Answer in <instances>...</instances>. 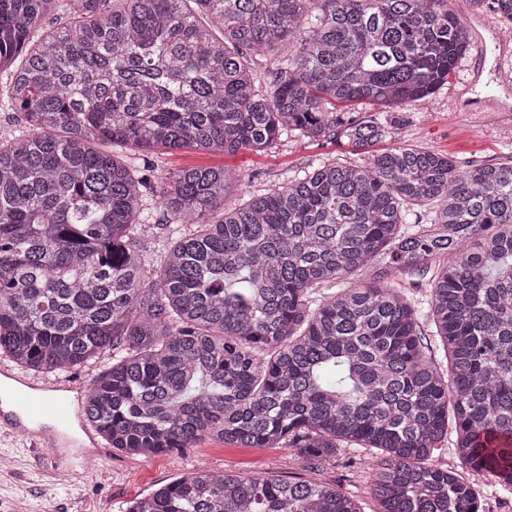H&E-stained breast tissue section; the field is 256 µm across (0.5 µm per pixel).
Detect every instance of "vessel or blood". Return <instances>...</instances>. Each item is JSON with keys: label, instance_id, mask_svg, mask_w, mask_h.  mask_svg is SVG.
Instances as JSON below:
<instances>
[{"label": "vessel or blood", "instance_id": "obj_1", "mask_svg": "<svg viewBox=\"0 0 512 512\" xmlns=\"http://www.w3.org/2000/svg\"><path fill=\"white\" fill-rule=\"evenodd\" d=\"M487 25L476 23L472 26L473 47L477 57H485L488 48H495L500 55L512 53V43L498 40L488 43ZM483 67H476L471 80L459 93L461 108L466 112H503L507 106L500 95L512 91V80L497 81L493 94H479L476 87L483 75ZM0 378L9 382L12 402L0 405V433L21 438L34 452L37 461H44L43 449L47 440L57 438L62 423L72 422L76 416L74 393L78 386L64 377L41 381L34 377L15 372L1 366Z\"/></svg>", "mask_w": 512, "mask_h": 512}]
</instances>
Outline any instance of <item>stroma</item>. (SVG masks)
Here are the masks:
<instances>
[{
  "instance_id": "obj_1",
  "label": "stroma",
  "mask_w": 512,
  "mask_h": 512,
  "mask_svg": "<svg viewBox=\"0 0 512 512\" xmlns=\"http://www.w3.org/2000/svg\"><path fill=\"white\" fill-rule=\"evenodd\" d=\"M476 64L473 52H466L436 96L399 111L398 138L365 148L354 147L343 138L292 137L264 152L160 149L133 152L131 162L151 168L157 175L190 167L225 168L239 174L253 190L282 184L288 176L323 161L358 162L400 143L446 154L461 166L511 162L512 112H462L456 106V94L470 80ZM66 453L78 474L51 485L35 470L27 448L19 443H0V512H15L18 503L23 506L22 512H126L128 502L170 482L197 463L216 473L337 481L361 499L365 512L374 508L367 497V474L356 464L359 451L355 448L341 451L332 463L319 467L285 448H244L206 438L195 447L150 458L113 454L102 477L86 471L82 448L70 447Z\"/></svg>"
}]
</instances>
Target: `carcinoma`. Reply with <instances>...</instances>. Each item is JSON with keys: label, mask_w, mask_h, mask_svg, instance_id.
<instances>
[{"label": "carcinoma", "mask_w": 512, "mask_h": 512, "mask_svg": "<svg viewBox=\"0 0 512 512\" xmlns=\"http://www.w3.org/2000/svg\"><path fill=\"white\" fill-rule=\"evenodd\" d=\"M470 2L512 33V0ZM469 40L448 0H0V106L22 113L0 138V359L46 376L107 362L82 418L116 452L210 437L326 462L355 446L381 452L375 512H484L512 490V446L486 447L512 440V164L399 145L227 208L224 168L127 159L369 145ZM365 102L384 110L328 113ZM150 203L173 217L155 262L138 246ZM407 273L428 280L423 323ZM450 432L458 470L434 459ZM126 512L364 509L337 482L197 468Z\"/></svg>", "instance_id": "carcinoma-1"}]
</instances>
